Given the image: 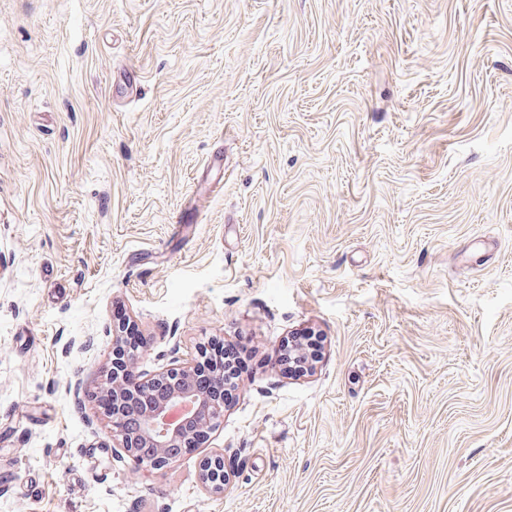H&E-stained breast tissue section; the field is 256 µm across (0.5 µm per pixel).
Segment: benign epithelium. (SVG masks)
<instances>
[{"label":"benign epithelium","instance_id":"7a95c632","mask_svg":"<svg viewBox=\"0 0 512 512\" xmlns=\"http://www.w3.org/2000/svg\"><path fill=\"white\" fill-rule=\"evenodd\" d=\"M127 325L126 320L112 325L113 349L108 371L112 412L106 414V418L112 426L113 440L127 457L139 465L147 461L155 468H164L177 462L185 449L194 447L191 422L200 419L208 422L214 415H224V400L215 398L210 391L212 387L224 386L221 382L223 374L212 372L209 386L205 387L197 379L199 363L176 365L149 379V383L158 385V390L147 404H131L130 393L119 379L120 371L132 364V358L122 347ZM288 367L290 374L295 376L312 371V365L301 349L288 354ZM185 403L191 404L192 408L183 419L168 416L170 410ZM130 418L135 419L136 425L127 429L124 422ZM201 477L210 491L223 492L228 481L224 457L216 455L204 460Z\"/></svg>","mask_w":512,"mask_h":512}]
</instances>
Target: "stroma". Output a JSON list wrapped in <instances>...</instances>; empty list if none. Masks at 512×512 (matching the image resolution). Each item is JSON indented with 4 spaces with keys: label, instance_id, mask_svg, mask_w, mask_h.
I'll return each instance as SVG.
<instances>
[{
    "label": "stroma",
    "instance_id": "stroma-1",
    "mask_svg": "<svg viewBox=\"0 0 512 512\" xmlns=\"http://www.w3.org/2000/svg\"><path fill=\"white\" fill-rule=\"evenodd\" d=\"M124 315L256 352L163 469ZM0 512H512V0H0ZM201 477L206 487L214 493L224 491L228 481V473L224 470V457L216 455L204 460Z\"/></svg>",
    "mask_w": 512,
    "mask_h": 512
}]
</instances>
